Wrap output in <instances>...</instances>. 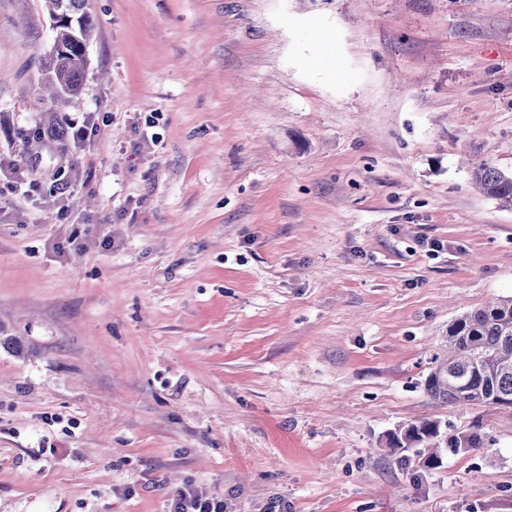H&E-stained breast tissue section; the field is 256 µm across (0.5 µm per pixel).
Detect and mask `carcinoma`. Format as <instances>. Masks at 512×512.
<instances>
[{
  "label": "carcinoma",
  "instance_id": "obj_1",
  "mask_svg": "<svg viewBox=\"0 0 512 512\" xmlns=\"http://www.w3.org/2000/svg\"><path fill=\"white\" fill-rule=\"evenodd\" d=\"M43 10L55 21L53 45L46 56L44 81L53 94V108L68 106L78 93L86 66L87 48L94 30L88 0H42ZM472 180L484 194L512 207V171L495 164H475ZM426 390L450 405L473 404L512 408V296L500 297L465 312L448 323V358L426 380ZM389 449L411 451L423 457V467L442 463L440 449L477 448L476 439L448 432L439 420L408 421L389 436Z\"/></svg>",
  "mask_w": 512,
  "mask_h": 512
}]
</instances>
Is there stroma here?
I'll list each match as a JSON object with an SVG mask.
<instances>
[{"instance_id":"1","label":"stroma","mask_w":512,"mask_h":512,"mask_svg":"<svg viewBox=\"0 0 512 512\" xmlns=\"http://www.w3.org/2000/svg\"><path fill=\"white\" fill-rule=\"evenodd\" d=\"M0 0V512H512V409L425 381L512 295V0ZM68 178L69 190H53ZM446 422L423 471L386 439ZM43 10L52 25L53 43L45 59L43 80L52 86L46 100L53 108L68 107L78 93L86 66L87 48L94 30L88 0H42ZM472 180L488 197L504 207H512V171L505 172L491 162L482 161L475 164ZM391 451H412L423 456V467L435 469L442 463L441 448H480L475 438H460L448 432V425L439 420L408 421L389 436ZM224 504L210 501L188 490H179L173 499V512H223Z\"/></svg>"}]
</instances>
